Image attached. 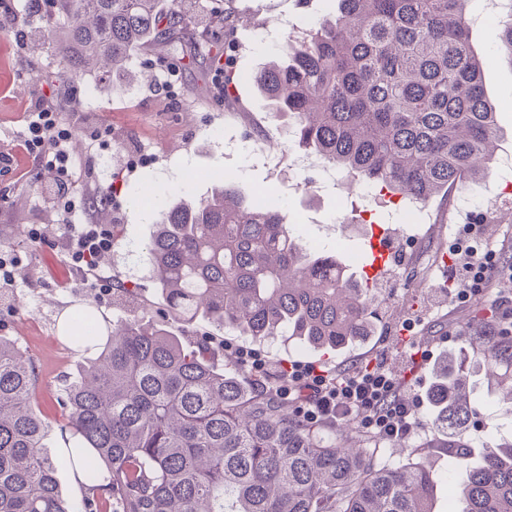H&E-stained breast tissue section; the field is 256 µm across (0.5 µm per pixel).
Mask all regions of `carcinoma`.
<instances>
[{
    "instance_id": "carcinoma-1",
    "label": "carcinoma",
    "mask_w": 512,
    "mask_h": 512,
    "mask_svg": "<svg viewBox=\"0 0 512 512\" xmlns=\"http://www.w3.org/2000/svg\"><path fill=\"white\" fill-rule=\"evenodd\" d=\"M162 0H53L16 16L34 24L74 77L118 75L134 52L163 57L196 25ZM470 0H337L279 58L253 76L291 142L338 169L426 203L465 193L490 171L500 138L466 13ZM202 32L246 23L223 10ZM512 62V23L493 33ZM169 313L244 336L295 337L314 349L368 336L373 296L328 249H314L284 216L226 178L196 200H175L145 245ZM87 354L62 380L60 429L78 439L85 481L63 497L48 425L36 411L39 373L0 336V512H434L422 460L379 467L351 440L327 437L275 386L242 375L204 335L193 345L135 318L103 328L88 305L61 325ZM458 355L439 363L428 404L436 448L465 462L457 512H512V438L471 460L468 386L485 371L512 398V330L469 327Z\"/></svg>"
}]
</instances>
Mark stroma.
<instances>
[{"label": "stroma", "instance_id": "obj_1", "mask_svg": "<svg viewBox=\"0 0 512 512\" xmlns=\"http://www.w3.org/2000/svg\"><path fill=\"white\" fill-rule=\"evenodd\" d=\"M325 7L326 0H310L306 5L301 0H230L229 11L250 15L252 23L226 35L240 78L235 94L223 99L213 91L210 59L187 42L174 44L168 54L176 64L174 91H160L144 82V74H159L161 65L144 62L138 54L117 80L94 75L79 80V88L91 92L87 111L112 138L111 145L95 150L86 146L82 134H74L72 141L79 144L81 154L92 158L104 183L113 187L108 207L115 225L112 250L102 256L100 266L122 292L106 294L95 279H84L69 264L57 246L65 228L55 224L53 205L40 193L54 174L20 160L25 179L0 172V255L22 260L15 282L0 288L18 305L16 311L0 315V335L17 339L39 367L37 408L52 423L47 443L54 449L63 445L58 429L60 383L75 372L77 357L70 351L59 353L46 338L54 333L56 316L87 303L111 323L138 318L168 326L186 345L195 342L199 333L210 334L223 343L225 360L240 363L246 374L252 371L243 360L247 352L285 368L313 364L334 375L375 362L403 378L400 394L414 405L417 416L406 439L385 443L378 463L401 466L424 460L435 480L434 510L448 512V497L464 470L447 449L433 445L435 430L426 392L437 362L459 349V337L471 325L474 308L469 301L437 304L439 288L452 270L441 257L461 225L504 209L499 193L506 181H512V62L502 57L489 29L479 22L492 14L490 0H471L468 15L474 20L473 44L485 60L486 94L497 107L500 126L492 175L472 185L469 207L459 204L453 190L421 205L417 224L404 227L390 244L388 272L372 283L377 300L371 318L374 332L365 343L341 352L316 350L285 336L256 340L213 324L195 330L171 322L144 251L167 200L203 197L216 185L218 175L228 172L244 195L267 189L272 209L299 225L307 242L325 244L353 273H360L367 230L364 211H374L389 224L392 210L404 208V199L367 195V182L350 174L330 181L318 158L307 167L294 166L297 153L289 149L280 119L250 79L280 53L287 38L297 35L302 24ZM62 78L52 52L32 53L11 28H0V152L9 151L23 130L35 96L60 84ZM188 168L193 178H184ZM34 225L45 228L44 237L35 242L27 236ZM470 386L479 419L476 437L490 443L498 435L512 433V404L501 393L491 392L484 374L474 376Z\"/></svg>", "mask_w": 512, "mask_h": 512}]
</instances>
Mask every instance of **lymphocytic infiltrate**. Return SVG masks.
Here are the masks:
<instances>
[{
	"label": "lymphocytic infiltrate",
	"instance_id": "f902f5d3",
	"mask_svg": "<svg viewBox=\"0 0 512 512\" xmlns=\"http://www.w3.org/2000/svg\"><path fill=\"white\" fill-rule=\"evenodd\" d=\"M80 123L90 141L99 140V127L85 125L82 113L66 116L44 100H36L11 152L0 153V170L11 171L15 155L22 154L55 171V182L43 193L63 205L61 222L67 233L61 245L76 266L92 271L100 255L112 248V227L93 223L89 212L75 209L67 201L87 172L86 160L67 148L73 126ZM452 254L451 282L460 301L494 289L502 303H512V263L502 262L500 250L484 237L481 225H464ZM280 391L286 397L301 394V411L311 422L355 419L362 429L386 439L405 437L411 428L412 409L401 399L396 378L370 365L333 378L314 367L297 365L289 370Z\"/></svg>",
	"mask_w": 512,
	"mask_h": 512
}]
</instances>
